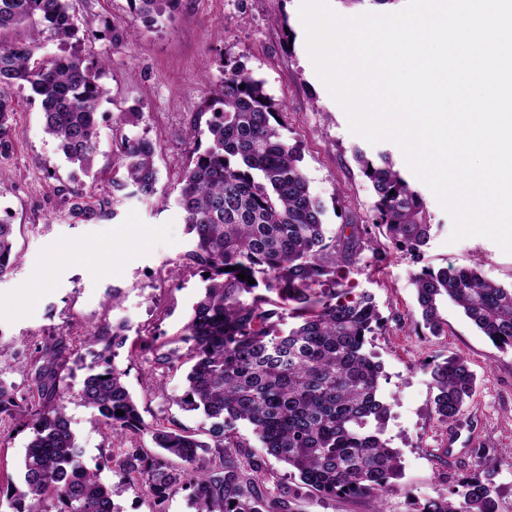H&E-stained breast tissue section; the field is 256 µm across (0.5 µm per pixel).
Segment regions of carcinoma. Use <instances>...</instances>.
Returning <instances> with one entry per match:
<instances>
[{
	"mask_svg": "<svg viewBox=\"0 0 512 512\" xmlns=\"http://www.w3.org/2000/svg\"><path fill=\"white\" fill-rule=\"evenodd\" d=\"M180 3L131 0L145 22ZM42 25L65 45L62 53L38 57L32 40H0V84L29 89L40 103L44 132L69 161L89 171L97 147L96 110L106 95L98 83L101 61L77 50L79 27L68 0H0V33ZM204 107L211 118L204 130L203 113L191 123L197 146L183 170L179 204L195 237L185 259L208 278L183 329L187 351L159 345L153 352L163 370L191 362L180 405L213 420L210 441L185 428L146 425L112 363L127 340L126 325L118 323L83 335L91 362L80 397L118 441L103 464L131 484L142 483L158 512L180 490L190 492L198 512H294L291 504L307 495L394 493L400 456L383 438L388 408L378 395L381 366L365 350L379 315L370 297L349 298L334 286L362 251L359 233L370 234L372 226L398 251L420 254L432 227L424 198L389 155H379L376 163L357 148L355 161L377 197L372 225L345 224L328 237L323 207L309 192L301 157L281 137L280 110L263 81L228 60ZM116 149L122 176L112 177V192L131 186L143 198L155 196L153 142L123 135ZM115 204L108 197L96 208L75 202L70 213L85 221L111 219ZM13 233L10 218H1L0 278L17 264ZM240 273L255 283L238 278ZM415 281L431 333L440 332L439 305L450 300L497 348L512 350V288L454 266L424 268ZM71 355L69 335L52 332L29 354L27 388L0 379V420H16L31 433L20 482L0 484V499L12 512H49L48 500L54 512H115L112 487L82 464L63 412ZM431 376L438 420L456 421L474 393L475 373L456 356L433 364ZM118 410L124 415L117 416ZM239 420L249 423L265 454L298 474L299 483L275 493L264 488L270 480L265 459L244 451L246 443L234 435ZM145 431L158 451L138 443ZM495 466L479 455L477 471L452 495L428 498L419 512H499Z\"/></svg>",
	"mask_w": 512,
	"mask_h": 512,
	"instance_id": "carcinoma-1",
	"label": "carcinoma"
}]
</instances>
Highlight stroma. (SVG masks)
<instances>
[{
  "instance_id": "stroma-1",
  "label": "stroma",
  "mask_w": 512,
  "mask_h": 512,
  "mask_svg": "<svg viewBox=\"0 0 512 512\" xmlns=\"http://www.w3.org/2000/svg\"><path fill=\"white\" fill-rule=\"evenodd\" d=\"M300 0H182L178 10L146 23L130 0H71L75 22L87 36L82 55L106 59L100 76L108 97L98 109L97 154L91 173L67 161L43 130L39 101L28 89L0 85L14 113L0 147V209L15 226L18 264L0 278V377L26 386L29 368L19 360L26 342L52 331L70 332L125 322L128 340L115 366L138 401L146 423L178 424L205 433L208 420L183 411L184 370L159 369L142 344L176 343L204 288L199 270L186 266L193 241L178 205L181 175L194 150L189 127L195 113L224 75L227 59L240 61L283 110L280 129L296 147L312 196L323 206L322 221L336 234L345 220L370 223L375 195L354 160V147L368 157L389 155L405 179L413 174L393 143L375 145L352 134L344 111L318 78L305 46ZM130 30L120 47L112 28ZM146 136L155 145L158 190L167 202L129 195L115 218L83 222L71 218L74 200L93 205L112 190L114 139ZM433 224L420 258L402 256L386 238V259L363 250L341 273L338 288L370 295L382 316L369 349L383 367L380 393L389 413L384 437L401 460L397 493L379 499L358 496L323 501L309 496L297 512H417L436 492L454 489L472 474L475 449L497 461L494 478L500 512H512V352L497 349L452 303L441 308L439 335L424 328L413 277L422 268L477 269L487 280L512 285V254L485 237L450 242L452 219L429 189H422ZM118 298H111V290ZM464 356L478 377L476 391L452 425L438 421L428 362ZM90 362L84 350L69 360L64 406L88 466L111 444L79 397ZM29 431L0 421V483L19 481Z\"/></svg>"
}]
</instances>
